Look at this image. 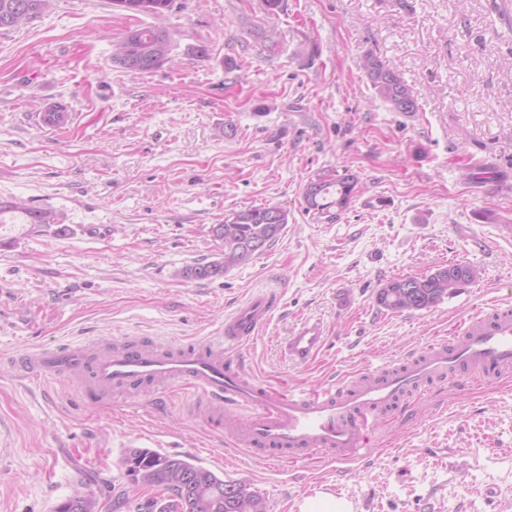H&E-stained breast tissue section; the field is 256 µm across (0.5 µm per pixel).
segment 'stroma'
Instances as JSON below:
<instances>
[{
  "mask_svg": "<svg viewBox=\"0 0 512 512\" xmlns=\"http://www.w3.org/2000/svg\"><path fill=\"white\" fill-rule=\"evenodd\" d=\"M154 17L111 0H52L0 33V201L54 211L69 227L0 237V512H53L77 493L134 512V448L177 454L245 483L269 512L328 491L354 512H512V380L438 390L381 428V458L271 466L210 432L191 393L88 402L77 376L28 380L12 359L70 342H187L217 335L254 292L280 306L242 350L264 384L322 390L422 351L461 316L512 303V0H177L162 68L112 64V44ZM207 45V57L192 54ZM398 73L418 110L376 99L361 59ZM68 105L55 136L27 113ZM474 178L462 180L460 168ZM353 174L339 218L310 210L307 184ZM279 206L275 243L213 280L211 229ZM475 279L432 308L392 312V279L449 264ZM307 319L327 330L311 363L282 343Z\"/></svg>",
  "mask_w": 512,
  "mask_h": 512,
  "instance_id": "obj_1",
  "label": "stroma"
}]
</instances>
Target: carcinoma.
<instances>
[{
  "label": "carcinoma",
  "mask_w": 512,
  "mask_h": 512,
  "mask_svg": "<svg viewBox=\"0 0 512 512\" xmlns=\"http://www.w3.org/2000/svg\"><path fill=\"white\" fill-rule=\"evenodd\" d=\"M116 7L133 13L163 18L173 10L175 0H112ZM50 0H0V31L18 27L41 17ZM171 34L152 25L128 31L113 44L112 63L131 72H150L170 61ZM362 69L377 97L394 112L413 114L418 105L401 77L387 68L372 52L362 60ZM357 179L338 175L310 181L304 192L308 208L331 218L339 217L354 198ZM56 224L57 215L48 209H34L23 201H0V229L8 225ZM288 212L277 206H251L232 212L224 223L212 227L213 236L224 242V259L190 266L183 271L188 279L221 277L231 268L247 262L256 250L251 244L275 242ZM475 277L472 267L453 264L423 276L393 279L377 293L379 306L390 311L429 309L455 288ZM127 476L136 484L153 486L167 494L160 512H268L266 501L245 485L226 481L214 472L185 459L136 448L124 459ZM98 499L75 494L60 502L55 512H97Z\"/></svg>",
  "instance_id": "1"
}]
</instances>
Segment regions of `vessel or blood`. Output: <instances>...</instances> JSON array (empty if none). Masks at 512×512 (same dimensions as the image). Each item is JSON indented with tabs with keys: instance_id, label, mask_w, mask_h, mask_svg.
I'll use <instances>...</instances> for the list:
<instances>
[{
	"instance_id": "obj_1",
	"label": "vessel or blood",
	"mask_w": 512,
	"mask_h": 512,
	"mask_svg": "<svg viewBox=\"0 0 512 512\" xmlns=\"http://www.w3.org/2000/svg\"><path fill=\"white\" fill-rule=\"evenodd\" d=\"M31 121L60 134L73 125L74 115L51 102ZM277 306L275 292H259L225 317L213 338L174 346L124 341L95 352L70 344L37 347L22 357L21 367L29 378L82 375L83 395L95 401L184 385L194 390L212 432L227 435L259 459L297 462L321 456L339 464L366 458L380 416L392 411L405 419L413 396L464 375L489 383L512 375V307L495 303L462 318L448 336L431 342L424 354L408 357L401 368L380 367L327 390H276L254 380L239 350ZM326 338L323 324L308 320L288 337L284 351L289 359L307 363Z\"/></svg>"
}]
</instances>
